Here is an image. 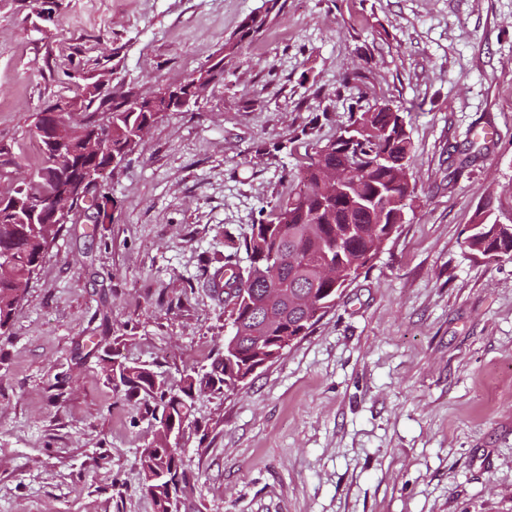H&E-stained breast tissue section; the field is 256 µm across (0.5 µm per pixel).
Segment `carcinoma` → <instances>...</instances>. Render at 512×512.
Segmentation results:
<instances>
[{"instance_id":"carcinoma-1","label":"carcinoma","mask_w":512,"mask_h":512,"mask_svg":"<svg viewBox=\"0 0 512 512\" xmlns=\"http://www.w3.org/2000/svg\"><path fill=\"white\" fill-rule=\"evenodd\" d=\"M280 0H265V11L245 18L237 31L224 39L223 56L197 70L177 86L183 94L202 74L224 73L226 57L238 52L243 43L263 30L272 14L280 15ZM86 102L84 118L72 125L70 153L65 160H55L42 151L31 168L29 179L7 190H0V203L14 209L17 223L0 220V247L9 251L6 265L0 264V334L6 333L24 298L17 288L22 280H30L46 257L61 224H22L31 219L34 208L29 199L44 190L58 198L69 184L84 173L98 169L105 156L81 154L84 138L98 126L99 108L110 110L106 142L115 153H131L141 140L143 129L159 119V111H180L179 101L165 92L142 95L132 91H115L112 98L97 99L85 88L80 94ZM99 107H93L94 103ZM402 107L390 101L365 107L356 101L349 124L308 157L304 175L294 183L287 197L274 203L265 216L251 225L241 247L249 265L240 267L236 254L224 256V265L214 270L212 279L225 276L224 307L232 320L231 335L241 337L239 348L232 349L224 340V352L209 371L191 370L184 374L178 388L173 389L157 379L148 368L112 359L105 370L122 386L127 396H137L152 405L156 421L153 441L140 454L139 462L144 490L152 501L154 512H170L171 499L188 492L190 479L179 443L167 447L162 430L171 420L189 421L195 397L203 392L233 391L253 365L266 358L276 359L282 349L280 337L305 336L315 325L304 310L290 297L311 296L336 306L345 282L355 279L373 259L374 242L397 228L402 222L407 201L414 197L417 181L412 171L411 142ZM353 166L357 170V187L349 191L331 190L322 182L324 170ZM368 202L356 208L350 196ZM464 246L488 260L512 259V224H500L482 217L471 225ZM270 277L271 287L278 289L280 319L267 323L264 289L248 286L259 272Z\"/></svg>"}]
</instances>
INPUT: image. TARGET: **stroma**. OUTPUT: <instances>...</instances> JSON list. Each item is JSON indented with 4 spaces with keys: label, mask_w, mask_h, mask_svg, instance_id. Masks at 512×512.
<instances>
[{
    "label": "stroma",
    "mask_w": 512,
    "mask_h": 512,
    "mask_svg": "<svg viewBox=\"0 0 512 512\" xmlns=\"http://www.w3.org/2000/svg\"><path fill=\"white\" fill-rule=\"evenodd\" d=\"M284 3L105 180L110 222L76 208L51 244L0 336V512H153L155 422L104 361L210 365L228 326L208 270L362 91L407 106L417 196L307 336L197 398L180 512H512V260L463 245L483 207L512 224V0ZM263 8L0 0V144L25 148L0 188L27 178L47 105L181 83Z\"/></svg>",
    "instance_id": "1"
}]
</instances>
